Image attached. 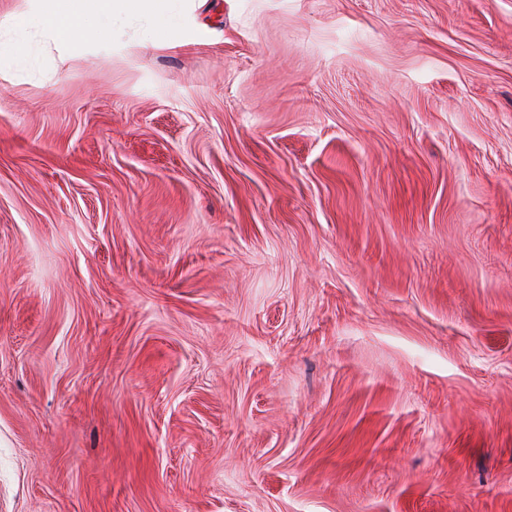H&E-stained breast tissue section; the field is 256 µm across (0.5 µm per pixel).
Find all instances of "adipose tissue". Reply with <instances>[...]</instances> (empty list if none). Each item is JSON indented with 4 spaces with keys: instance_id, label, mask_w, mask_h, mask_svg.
Listing matches in <instances>:
<instances>
[{
    "instance_id": "obj_1",
    "label": "adipose tissue",
    "mask_w": 512,
    "mask_h": 512,
    "mask_svg": "<svg viewBox=\"0 0 512 512\" xmlns=\"http://www.w3.org/2000/svg\"><path fill=\"white\" fill-rule=\"evenodd\" d=\"M45 5L34 13L22 16L15 25L14 38L27 39L31 29L54 31L58 39L77 41L94 32L97 20L111 18L121 25L133 16H147L155 25H171L173 14L163 9V0H44Z\"/></svg>"
}]
</instances>
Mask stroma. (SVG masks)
<instances>
[{
    "label": "stroma",
    "instance_id": "35a3bbf8",
    "mask_svg": "<svg viewBox=\"0 0 512 512\" xmlns=\"http://www.w3.org/2000/svg\"><path fill=\"white\" fill-rule=\"evenodd\" d=\"M0 0V512H512V0ZM47 7H40L34 13L22 16L15 25V41L27 39L32 28L52 30L62 41H77L91 32H97L95 25L101 17H112V29L105 34L112 35L113 28L133 16H148L156 26H169L176 16L164 13L165 0H37ZM112 15V16H111Z\"/></svg>",
    "mask_w": 512,
    "mask_h": 512
}]
</instances>
